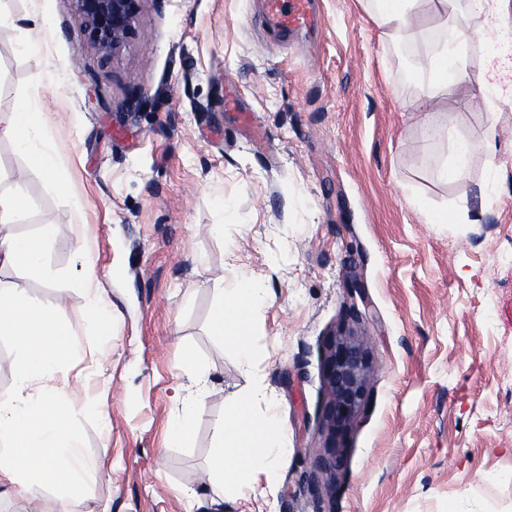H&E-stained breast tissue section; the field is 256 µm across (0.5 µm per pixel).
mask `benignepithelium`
<instances>
[{"label":"benign epithelium","instance_id":"obj_1","mask_svg":"<svg viewBox=\"0 0 512 512\" xmlns=\"http://www.w3.org/2000/svg\"><path fill=\"white\" fill-rule=\"evenodd\" d=\"M141 0H75L77 20L89 43L111 57L135 33ZM374 371L368 342L350 331L327 337L322 377L327 401L321 411L320 430L325 435L322 451L311 470L288 486V496L309 495L314 512H333L322 488L336 481L343 466L342 437L350 430L369 401V381Z\"/></svg>","mask_w":512,"mask_h":512}]
</instances>
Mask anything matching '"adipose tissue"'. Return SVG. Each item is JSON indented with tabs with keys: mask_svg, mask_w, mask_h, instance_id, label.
I'll use <instances>...</instances> for the list:
<instances>
[{
	"mask_svg": "<svg viewBox=\"0 0 512 512\" xmlns=\"http://www.w3.org/2000/svg\"><path fill=\"white\" fill-rule=\"evenodd\" d=\"M366 8L392 44L423 36L417 25L427 0H365ZM443 16L452 18L448 37L437 40L430 56L431 68L440 81L460 79L468 52L478 47L484 63L512 55V17L504 10L505 0H435ZM53 126L48 112L19 108L0 112V140L12 141L45 176H53L57 153L47 137ZM27 210L25 197L18 192L0 193V268L8 267L24 275L45 271V257L61 230L58 225H41L33 237L21 238L13 227ZM269 293L259 280L242 278L226 297L218 299L212 320V335L231 347L243 365L252 361L248 339L250 311L265 305ZM16 336L21 348L17 386L12 396L0 398V486L15 497L29 500L30 477L57 487L62 498L81 495L86 489L80 443L70 430L68 415L56 397L63 386L34 398L30 386L53 376L68 359L69 345L57 318V310L33 302L18 288L0 287V331ZM185 369L193 387L182 410L172 422L171 439L181 442L193 417L209 393V369L194 356H187ZM263 390H255L230 409L217 423L206 482L220 494H240L252 488L259 477H272L287 457L288 438L269 417L256 425L254 403L266 400Z\"/></svg>",
	"mask_w": 512,
	"mask_h": 512,
	"instance_id": "adipose-tissue-1",
	"label": "adipose tissue"
}]
</instances>
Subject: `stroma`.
I'll use <instances>...</instances> for the list:
<instances>
[{
  "label": "stroma",
  "mask_w": 512,
  "mask_h": 512,
  "mask_svg": "<svg viewBox=\"0 0 512 512\" xmlns=\"http://www.w3.org/2000/svg\"><path fill=\"white\" fill-rule=\"evenodd\" d=\"M312 3L318 25L289 33L266 23L262 0H142L135 36L106 61L74 0H0V111L57 115L54 178L0 140V191L29 202L14 231L85 226L56 243L47 275L0 270L36 303L64 305L59 402L89 471L68 512H312L286 488L324 445L323 344L352 270L375 371L341 441L335 512H512V92L490 118L474 50L419 120L430 39L408 56L362 0ZM135 90L145 102L130 118ZM448 125L474 151L444 181L448 145L432 131ZM491 133L492 162L480 149ZM465 212L480 223H459ZM87 264L112 304L107 337L76 286ZM244 276L270 293L249 320L248 368L210 334L218 288ZM190 354L210 392L174 444ZM257 386L277 400L290 451L271 481L214 500L213 426Z\"/></svg>",
  "instance_id": "stroma-1"
}]
</instances>
